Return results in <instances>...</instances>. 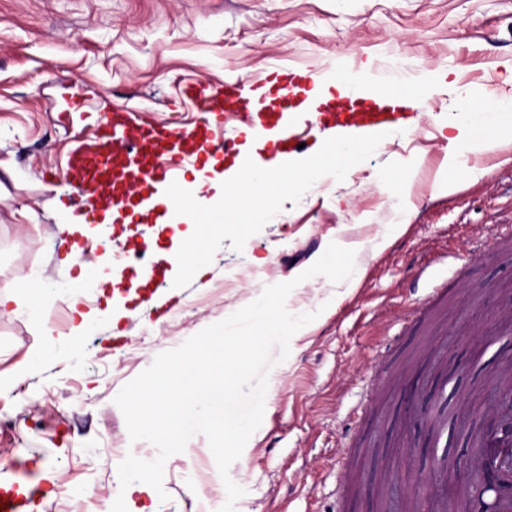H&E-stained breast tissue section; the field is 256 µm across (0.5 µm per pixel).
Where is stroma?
Masks as SVG:
<instances>
[{
	"label": "stroma",
	"instance_id": "35a3bbf8",
	"mask_svg": "<svg viewBox=\"0 0 512 512\" xmlns=\"http://www.w3.org/2000/svg\"><path fill=\"white\" fill-rule=\"evenodd\" d=\"M408 75L453 69L454 86L422 97L414 128H396L344 180L324 176L285 202L242 250L223 240L207 271L182 288L142 268L165 266L180 229L161 212L133 223L68 231L87 208L63 177L73 141L113 107L148 108L191 122L188 87L260 75L273 67L336 75L392 61ZM512 66V0H0V295L20 277L63 293L79 274L65 262L80 244L87 262L155 234L153 248L125 259L113 282L86 285L77 307L50 315L0 316V463L19 466L33 492L29 512H110L127 455L153 451L131 440L114 398L159 353L295 281L286 300L316 318L267 371L260 427L229 470L243 488L235 512H438L416 486L440 477L448 454L470 447L462 414L494 423L493 397L512 393V245L484 253L475 239L512 225V134L490 146L450 144L473 89L494 119ZM87 103L73 111L72 96ZM354 249L340 283L299 275L330 243ZM456 263L415 280L432 251ZM81 336H72L79 314ZM464 374L445 373L449 361ZM413 385L419 405L401 398ZM442 414L432 454L406 460L417 410ZM163 493L129 512H218L227 498L208 442L193 436L166 461Z\"/></svg>",
	"mask_w": 512,
	"mask_h": 512
}]
</instances>
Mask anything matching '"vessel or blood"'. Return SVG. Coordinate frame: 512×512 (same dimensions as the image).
<instances>
[{
	"label": "vessel or blood",
	"instance_id": "b4317fda",
	"mask_svg": "<svg viewBox=\"0 0 512 512\" xmlns=\"http://www.w3.org/2000/svg\"><path fill=\"white\" fill-rule=\"evenodd\" d=\"M269 83L284 103L297 86L296 78L275 80L267 74L190 87L188 93L198 112L191 126L158 120L149 109L137 106L113 109L99 128L77 141L64 177L93 210L131 198L157 181H180L187 166L227 148L226 116L237 117L241 133L252 132L251 99ZM416 118L412 104L385 103L362 112L340 104L327 113L323 125L339 134L353 127L369 135L398 124L414 125ZM0 500L5 503L0 512H22L27 504L23 478L5 465L0 466Z\"/></svg>",
	"mask_w": 512,
	"mask_h": 512
}]
</instances>
